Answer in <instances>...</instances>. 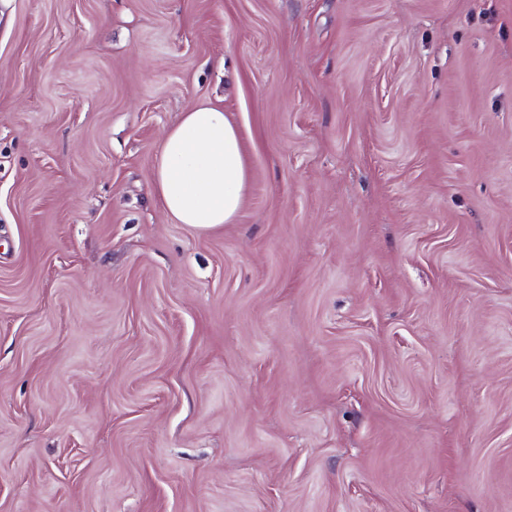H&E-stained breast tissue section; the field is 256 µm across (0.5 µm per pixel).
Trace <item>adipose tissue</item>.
Wrapping results in <instances>:
<instances>
[{
    "label": "adipose tissue",
    "mask_w": 512,
    "mask_h": 512,
    "mask_svg": "<svg viewBox=\"0 0 512 512\" xmlns=\"http://www.w3.org/2000/svg\"><path fill=\"white\" fill-rule=\"evenodd\" d=\"M249 181L236 128L221 107L207 103L181 113L155 158V194L162 209L200 233L234 221Z\"/></svg>",
    "instance_id": "ef3b65f1"
}]
</instances>
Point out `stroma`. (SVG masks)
<instances>
[{
    "label": "stroma",
    "instance_id": "obj_1",
    "mask_svg": "<svg viewBox=\"0 0 512 512\" xmlns=\"http://www.w3.org/2000/svg\"><path fill=\"white\" fill-rule=\"evenodd\" d=\"M0 512H512V0H0ZM249 181L238 131L224 109L207 103L181 113L155 158V194L162 209L200 233L234 221Z\"/></svg>",
    "mask_w": 512,
    "mask_h": 512
}]
</instances>
